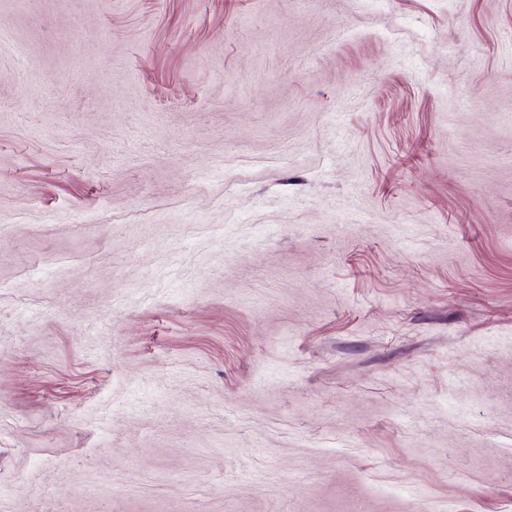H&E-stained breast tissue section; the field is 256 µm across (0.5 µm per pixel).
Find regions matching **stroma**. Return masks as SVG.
Listing matches in <instances>:
<instances>
[{
	"instance_id": "obj_1",
	"label": "stroma",
	"mask_w": 512,
	"mask_h": 512,
	"mask_svg": "<svg viewBox=\"0 0 512 512\" xmlns=\"http://www.w3.org/2000/svg\"><path fill=\"white\" fill-rule=\"evenodd\" d=\"M512 512V0H0V512Z\"/></svg>"
}]
</instances>
